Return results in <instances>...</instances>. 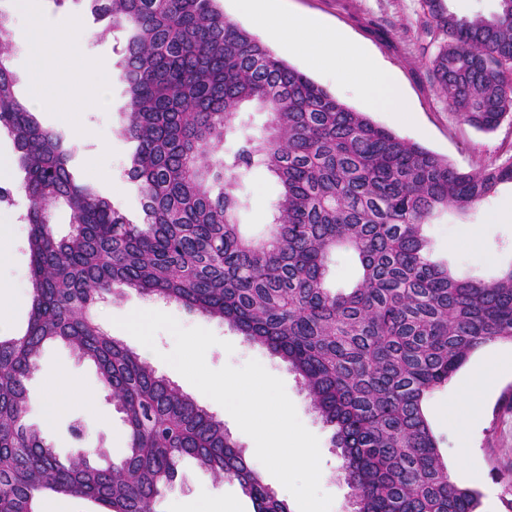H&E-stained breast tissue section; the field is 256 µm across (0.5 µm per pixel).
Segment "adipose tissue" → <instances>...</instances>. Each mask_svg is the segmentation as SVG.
Segmentation results:
<instances>
[{"mask_svg": "<svg viewBox=\"0 0 512 512\" xmlns=\"http://www.w3.org/2000/svg\"><path fill=\"white\" fill-rule=\"evenodd\" d=\"M26 22L16 31L26 42H37L50 36L61 48L84 54L89 35L80 20L47 28L42 18L39 0H21ZM242 7L262 26L269 37L283 45L309 54L318 53L322 66L330 71L350 67L361 83L359 88L366 98L389 112H403L402 94L395 80L388 74L373 69L363 52L354 47L340 32L323 33L319 23L288 14L282 0H240ZM508 362L490 357L477 362L459 385L458 396L449 401L441 416L449 426L464 430L465 418L476 417L481 411V397L495 383Z\"/></svg>", "mask_w": 512, "mask_h": 512, "instance_id": "adipose-tissue-1", "label": "adipose tissue"}]
</instances>
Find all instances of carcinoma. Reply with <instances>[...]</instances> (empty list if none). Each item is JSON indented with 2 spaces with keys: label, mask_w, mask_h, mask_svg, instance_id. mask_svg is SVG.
<instances>
[{
  "label": "carcinoma",
  "mask_w": 512,
  "mask_h": 512,
  "mask_svg": "<svg viewBox=\"0 0 512 512\" xmlns=\"http://www.w3.org/2000/svg\"><path fill=\"white\" fill-rule=\"evenodd\" d=\"M89 2L123 35L122 133L136 143L129 175L142 222L76 183L71 149L16 98L0 10V128L25 173L31 287L26 331L0 337V512H36L46 493L99 512H156L184 457L238 483L254 512H289L224 421L94 320L91 309L126 288L218 319L286 362L332 429L353 512H478L479 492L449 476L423 405L476 350L512 342V267L490 283L455 276L430 258L423 226L512 183V159L456 168L338 100L226 18L219 0ZM426 3L448 107L496 128L512 116V0L489 17ZM248 104L270 116L258 133L236 123ZM258 168L279 186L261 238L238 222ZM60 202L74 217L62 238L48 220ZM339 250L359 264L346 291L328 286ZM53 341L95 365L122 414L120 464L96 465L99 448L63 463L26 425V382Z\"/></svg>",
  "instance_id": "1"
}]
</instances>
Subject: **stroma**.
Wrapping results in <instances>:
<instances>
[{
    "label": "stroma",
    "instance_id": "1",
    "mask_svg": "<svg viewBox=\"0 0 512 512\" xmlns=\"http://www.w3.org/2000/svg\"><path fill=\"white\" fill-rule=\"evenodd\" d=\"M425 0H288L290 11L322 19L329 27L343 33L359 46L377 68L387 70L399 83L405 98L403 115L383 112L363 95L350 74L328 72L321 68L317 55L308 56L276 47V54L317 83L327 88L346 105L367 113L377 124L398 135L448 158L464 171H475L489 164L512 158V119H505L496 129L483 131L465 123L439 93L431 72L430 60L436 52L423 32ZM42 14L47 26L54 27L71 17H79L87 29L98 31L86 54L75 55L55 48L50 41L29 44L15 41L11 67L17 78L15 91L20 99L44 94L57 100L59 111L37 113L43 127L60 134L73 153L70 169L77 181L92 184L112 205L132 221L141 215V194L137 183L125 174L134 142L122 136V111L127 103L124 84L117 78L118 55L115 38L103 22L95 20L88 0H43ZM55 57L60 77L43 81L36 66L37 54ZM83 88L81 99H73L69 84ZM15 150L13 139L0 132V161L11 164ZM23 175L13 168L4 180L13 191V204L0 205V303L9 307L11 315L0 325V336H18L26 329L30 312L28 225L25 215L30 202L21 187ZM249 206L240 214L239 222L246 235H265L271 222L273 204L279 193L276 181L265 171H255L247 181ZM512 196V184L501 185L496 196L467 213L448 209L437 213L424 227L428 251L432 259L446 263L458 276L486 282L496 279L502 270L512 266V222L491 224L488 213L499 200ZM475 224L480 228L477 244H469L461 227ZM152 299L128 291L120 299L99 303L93 310L96 321L111 336L121 340L150 363L184 393L189 394L209 412L223 419L224 426L242 449L248 461H255V444L240 430L232 416L217 402L204 395L173 367L165 363L163 354L171 352L175 341L166 331L155 336L154 348H147L131 334L116 326V319L136 310L154 307ZM163 311L173 316L182 327H201L213 332L219 345L208 349L205 360L213 369L227 365L240 367L248 361H259L280 378L288 397L294 403L302 424L319 439L321 452L320 486L332 495L330 512H350L351 490L338 473L340 460L331 443L332 432L313 410L296 375L279 357L265 348L248 343L243 336L202 314L171 303ZM233 352H226V345ZM69 378L77 392L67 394L64 407L55 416L45 414L48 397L58 390L60 378ZM29 424L41 430L60 458L80 450L106 449L110 461H119L127 451V429L99 381L93 365L80 360L66 345L45 346L37 371L28 383ZM454 385L436 391L426 403L432 428L440 441L447 462H454L460 438L470 445V466L481 472L473 489L492 497L493 512H505L503 501L512 497V369L503 371L496 386L486 395L481 416L471 422L465 433L437 422L438 407L452 397ZM80 421L82 439H74L69 426ZM229 505L230 512H253L251 500L238 483L214 479L195 460L183 459L175 479L159 498L157 512H200L209 505Z\"/></svg>",
    "mask_w": 512,
    "mask_h": 512
}]
</instances>
